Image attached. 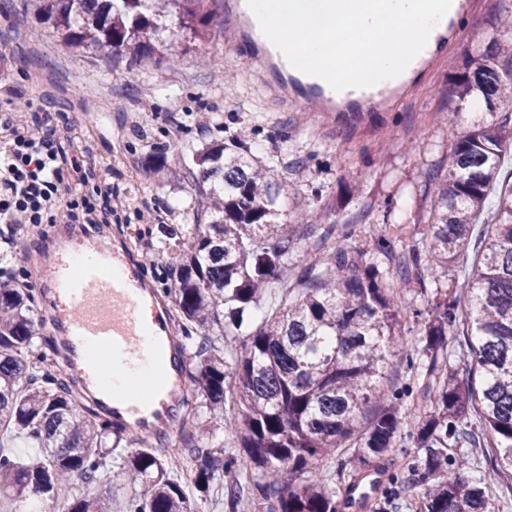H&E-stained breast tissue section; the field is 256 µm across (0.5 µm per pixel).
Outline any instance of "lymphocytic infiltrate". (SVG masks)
<instances>
[{"mask_svg": "<svg viewBox=\"0 0 512 512\" xmlns=\"http://www.w3.org/2000/svg\"><path fill=\"white\" fill-rule=\"evenodd\" d=\"M0 131V224H53L61 212L70 224L111 223L110 207L73 191L70 178L83 186L101 179L70 157L64 136L8 125Z\"/></svg>", "mask_w": 512, "mask_h": 512, "instance_id": "obj_1", "label": "lymphocytic infiltrate"}]
</instances>
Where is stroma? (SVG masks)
<instances>
[{"mask_svg":"<svg viewBox=\"0 0 512 512\" xmlns=\"http://www.w3.org/2000/svg\"><path fill=\"white\" fill-rule=\"evenodd\" d=\"M224 0H206V35L168 39L162 53L133 59L65 49L53 26L26 0H10L0 16V34L14 36L0 61V85L16 88L11 118L29 121L41 113L46 126L77 124L87 130L93 154L77 150L81 167L96 164L112 184V205L121 223L137 222L135 206L158 211L168 224L196 221L199 197L184 170L160 166L161 157L193 152L228 141L248 130V149L271 173L293 178L308 213L331 212L352 234L345 245L382 264L372 247V224H424L430 208L426 175L448 169V130L474 122L493 123L512 104L462 103L452 96L455 78L468 56L494 41L495 18L503 0H475L461 22V44L449 47L446 61L421 75L410 99L381 112H337L313 117L302 106L271 111L274 87L243 62H228ZM29 64H21L22 56ZM213 121L200 129L197 115ZM302 167H295V160Z\"/></svg>","mask_w":512,"mask_h":512,"instance_id":"stroma-1","label":"stroma"}]
</instances>
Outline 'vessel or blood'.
I'll use <instances>...</instances> for the list:
<instances>
[{
    "mask_svg": "<svg viewBox=\"0 0 512 512\" xmlns=\"http://www.w3.org/2000/svg\"><path fill=\"white\" fill-rule=\"evenodd\" d=\"M224 29L250 44L247 63L262 68L279 93L315 112H367L403 98L412 72L427 70L464 35L449 19L430 33L409 70L368 88L333 90L323 79L298 72L264 36L246 0H224ZM85 251L77 262L75 249ZM50 330L62 337L64 368L77 376L88 399L113 427L131 436H175L185 404V358L171 332L169 306L145 279L139 263L96 239H62L48 267ZM155 368L160 381L148 397L124 393L121 383Z\"/></svg>",
    "mask_w": 512,
    "mask_h": 512,
    "instance_id": "1",
    "label": "vessel or blood"
}]
</instances>
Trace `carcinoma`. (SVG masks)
I'll return each instance as SVG.
<instances>
[{
  "label": "carcinoma",
  "instance_id": "cac0c4a2",
  "mask_svg": "<svg viewBox=\"0 0 512 512\" xmlns=\"http://www.w3.org/2000/svg\"><path fill=\"white\" fill-rule=\"evenodd\" d=\"M68 48L133 56L159 50V27L199 33L203 0H36ZM495 50L466 59L455 84L460 101L512 96V21ZM445 175L429 174L433 205L425 233L408 224L372 230L374 248L391 264L384 279L360 252L338 246L315 249L297 260L294 224L329 238L336 221L308 223L300 205L280 209L288 179L272 178L262 163L233 139L197 151L200 220L191 228H163L187 239L165 293L177 306L187 378L210 415L224 424L245 456L219 446L192 458L201 493L218 476L226 512H247L256 501L266 512H336L347 493L335 475L354 484L387 473L379 499L403 489L406 469L419 472L418 512H501L496 488L512 474V189L499 195L491 235L479 266L448 291V273L469 247L471 231L498 182V158L512 139V123L448 127ZM410 241L397 251L395 243ZM425 267L434 306L420 331L402 334L403 295L414 268ZM29 288H0V428L38 443V454L20 458L0 448V500L48 499L61 512H112L94 485L112 483V449L122 431L91 404L77 403L62 376L34 370L37 339ZM467 305L470 350L450 364L461 305ZM242 346L228 349L229 339ZM415 368L411 382L384 384L391 358ZM377 412L366 418L369 406ZM417 455L395 454L404 427ZM488 434L495 448L488 473L473 483L452 468L448 449ZM175 461L140 450L123 456L117 476L127 487L123 512H202L171 476Z\"/></svg>",
  "mask_w": 512,
  "mask_h": 512
}]
</instances>
